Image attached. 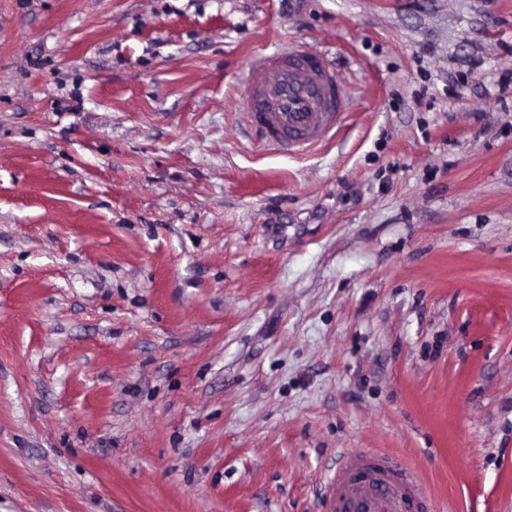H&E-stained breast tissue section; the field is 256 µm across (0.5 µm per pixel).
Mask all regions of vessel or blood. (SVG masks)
<instances>
[{"label":"vessel or blood","instance_id":"vessel-or-blood-1","mask_svg":"<svg viewBox=\"0 0 512 512\" xmlns=\"http://www.w3.org/2000/svg\"><path fill=\"white\" fill-rule=\"evenodd\" d=\"M244 104L261 141L302 155L332 139L352 106L347 84L323 53L284 47L256 57ZM329 512H437L419 476L393 455L344 451L327 487Z\"/></svg>","mask_w":512,"mask_h":512}]
</instances>
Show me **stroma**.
<instances>
[{
    "mask_svg": "<svg viewBox=\"0 0 512 512\" xmlns=\"http://www.w3.org/2000/svg\"><path fill=\"white\" fill-rule=\"evenodd\" d=\"M352 88L302 156L248 64ZM512 0H0V512H325L342 450L512 512ZM248 87L247 125L265 145L288 155L332 139L352 106L349 87L323 53L289 46L256 57Z\"/></svg>",
    "mask_w": 512,
    "mask_h": 512,
    "instance_id": "stroma-1",
    "label": "stroma"
}]
</instances>
